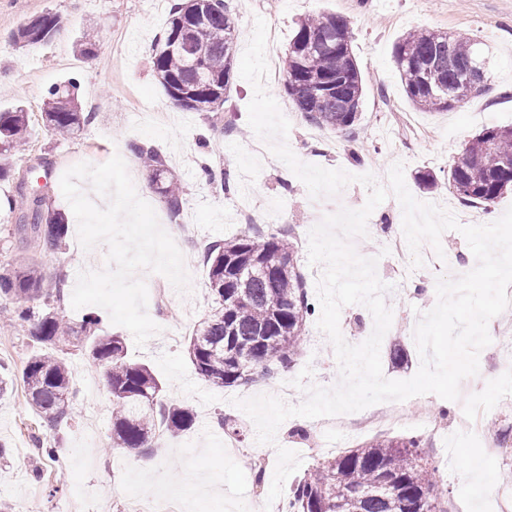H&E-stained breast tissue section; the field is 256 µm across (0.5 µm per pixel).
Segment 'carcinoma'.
<instances>
[{
  "instance_id": "obj_1",
  "label": "carcinoma",
  "mask_w": 512,
  "mask_h": 512,
  "mask_svg": "<svg viewBox=\"0 0 512 512\" xmlns=\"http://www.w3.org/2000/svg\"><path fill=\"white\" fill-rule=\"evenodd\" d=\"M196 12L204 20L187 27ZM58 20L38 15L18 28L14 42L36 47L53 37ZM351 22L336 13H317L297 22L283 60L285 89L310 123L336 131L351 130L360 119L364 79L352 50ZM179 36L189 52L169 50ZM238 39L228 0H182L171 5L158 41L153 68L171 101L196 112H213L212 96L230 93L234 45ZM394 62L404 78L409 101L428 112L462 107L486 89L464 80L460 68L485 69L478 43L463 34L410 30L398 39ZM48 132L68 136L95 120L83 112L72 84L49 90L42 112ZM29 113L18 105L0 112V155L24 154L29 147ZM136 156L153 167L157 182L166 170L152 148L133 145ZM512 188V128H485L472 137L448 165V189L464 204H487ZM169 210L179 211L178 188L159 187ZM33 223L22 225L30 240L58 245L67 233L66 217L45 210L24 195L11 201ZM291 229L248 230L216 240L204 250L213 306L187 341L195 372L210 384L231 387L272 376L288 368L300 351L307 321L316 306L294 258ZM254 262L258 271L238 278L236 266ZM65 279L46 276L38 266L21 262L0 268V298L21 299L24 307L0 304L4 327L30 323L37 345L20 375L0 373V396L23 382L26 398L49 426L74 418L75 394L67 361L59 353L74 344V329L62 312ZM99 319L82 320V341L105 375L112 396V441L117 448L150 455L168 437L194 425V412L163 399L162 383L145 364L128 359L124 340L98 332ZM421 439L370 441L325 458L292 488L285 512H444L436 503L438 467L420 451Z\"/></svg>"
}]
</instances>
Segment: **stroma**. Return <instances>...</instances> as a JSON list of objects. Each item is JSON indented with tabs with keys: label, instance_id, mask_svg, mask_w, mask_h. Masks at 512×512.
<instances>
[{
	"label": "stroma",
	"instance_id": "35a3bbf8",
	"mask_svg": "<svg viewBox=\"0 0 512 512\" xmlns=\"http://www.w3.org/2000/svg\"><path fill=\"white\" fill-rule=\"evenodd\" d=\"M173 0H0V111L24 105L30 117L31 139L25 155L12 157V170L0 177V266L22 259L35 260L46 272H62L66 291H73L81 270L105 265L106 250L84 251L77 237V220L64 198L60 180L70 167L87 162L99 165L121 156L127 167H140L131 150L138 143L153 147L165 159L168 175L182 190L181 208L191 216L197 233L186 237L183 224L166 222L165 230L177 246L203 250L213 240L239 234L241 213L251 197L262 198L268 215L258 218L264 231L291 228L298 265L308 290H315L323 265L308 261V233L325 215L340 208H362L368 189L348 184L339 195L312 199L307 187L284 164H270L252 147L257 137L248 125L247 106L254 90L234 76L232 90L219 112H196L173 105L159 84L153 57L166 26ZM233 21L239 31L237 52H244L255 17L280 31V50H287L296 22L304 16L331 12L347 17L352 28V49L366 85L360 120L353 133L314 129L293 106L283 83L268 85V92L287 110L291 128L287 143L298 159L327 169L358 175L373 174L387 184L390 167L404 165L405 183L419 201H447L454 216L469 213L448 189H422L419 172L432 171L447 179L448 164L465 143L487 127H512V0H233ZM51 13L59 19L54 37L34 48L13 45L12 35L26 20ZM97 31L90 53H82L78 40L86 25ZM427 28L466 33L485 47L488 89L465 107L425 112L407 99L393 61V47L406 31ZM76 86L83 111H96V119L75 137L52 136L42 120L43 101L50 88ZM211 177H204V170ZM44 179L48 184L44 205L67 214L68 232L60 246L24 247L18 227L20 211L10 209L22 181ZM403 210L395 196L378 205L367 222L366 237L353 245L360 256L377 258V275L389 284L384 295L408 352V362L395 366L382 357L386 378L406 380L420 367L414 329L421 314L437 302L438 277L454 278L472 270L476 259L461 233L447 237L464 263L434 273L415 269L408 281L398 276L400 255L388 252L390 241L402 236ZM191 289L181 294L169 289L165 300L149 296L147 312L160 327L137 347L132 334L111 323L100 311L104 332L121 336L134 361L149 366L164 387L167 402L199 410L207 406L221 413L239 432V450L223 455L218 444L225 433L211 421L196 420L192 428L166 441L167 453L155 459L149 476L140 473L141 454L112 446V405L106 386L87 392L83 375L101 376L79 347L70 348L66 360L77 390L76 419L57 429L46 427L28 404L22 389L0 399V441L10 454L0 460V500L16 512H93L92 502L107 501L110 512H123L130 487L154 500L168 503V512H252L262 500H285L290 488L318 460L336 455L339 436L319 430L316 420L297 425L287 419L274 443L257 441L251 419L234 406L237 398L257 394L280 395L284 382L311 367L309 385L331 388L339 381L334 349L316 321H309L300 355L288 370L269 380L218 388L199 377L186 352L187 337L175 334L176 319L196 323L207 311L211 295L205 267L192 269ZM512 360V344L489 345L479 355V373L466 378L460 398L433 397L428 409L445 436H424L423 453L439 466L445 478L438 500L448 512H492L489 497L480 493L497 485L506 468L504 459L488 455L482 441L457 429L462 409L472 391H479L486 406L499 402L503 391L512 392V377L500 368ZM282 395V394H281ZM40 435L55 446L53 458L38 454L31 443ZM482 463L472 474L464 462Z\"/></svg>",
	"mask_w": 512,
	"mask_h": 512
}]
</instances>
